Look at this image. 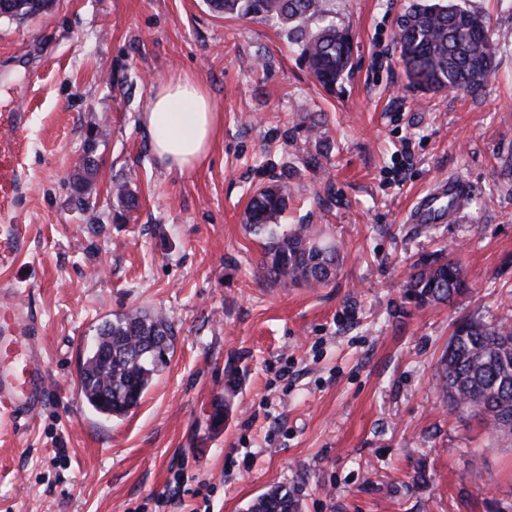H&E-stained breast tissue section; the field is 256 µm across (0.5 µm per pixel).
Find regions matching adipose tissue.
<instances>
[{
  "label": "adipose tissue",
  "mask_w": 512,
  "mask_h": 512,
  "mask_svg": "<svg viewBox=\"0 0 512 512\" xmlns=\"http://www.w3.org/2000/svg\"><path fill=\"white\" fill-rule=\"evenodd\" d=\"M141 123L160 162L185 174L207 163L219 115L205 86L186 75L159 87Z\"/></svg>",
  "instance_id": "ef3b65f1"
}]
</instances>
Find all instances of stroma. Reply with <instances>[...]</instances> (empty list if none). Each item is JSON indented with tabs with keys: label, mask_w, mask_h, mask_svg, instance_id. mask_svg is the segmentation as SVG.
Masks as SVG:
<instances>
[{
	"label": "stroma",
	"mask_w": 512,
	"mask_h": 512,
	"mask_svg": "<svg viewBox=\"0 0 512 512\" xmlns=\"http://www.w3.org/2000/svg\"><path fill=\"white\" fill-rule=\"evenodd\" d=\"M409 2L332 0L354 42L332 91L280 25L205 0H56L0 18V238L27 230L0 263V305L34 325L52 391L33 423L0 422V512H246L272 485L298 489L301 512H512V440L458 418L435 372L455 320L512 323V0H459L503 37L476 94L408 82L395 33ZM186 73L222 120L207 164L181 175L140 118ZM95 123L107 135L81 212ZM284 162L283 223L316 225L343 258L318 288L269 283L242 221ZM449 176L457 221L407 223ZM117 181L138 197L127 217ZM439 249L470 291L417 306L408 268ZM135 308L169 319L174 352L131 414L105 419L79 366L98 323ZM105 129L97 126H90L84 143V158L80 166L81 174L73 182L74 205L79 211L87 210V200L85 198V189L96 179L99 173V165L93 155L99 139L106 135Z\"/></svg>",
	"instance_id": "1"
}]
</instances>
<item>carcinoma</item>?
<instances>
[{
	"mask_svg": "<svg viewBox=\"0 0 512 512\" xmlns=\"http://www.w3.org/2000/svg\"><path fill=\"white\" fill-rule=\"evenodd\" d=\"M330 0H207L213 12L259 21H274L288 30L311 75L325 89L349 73L351 35L336 23ZM7 17L23 20L44 13L54 0H0ZM316 27L309 28L310 23ZM486 17L453 0H412L395 35L399 59L412 86L424 92L476 93L495 68L498 40ZM105 129L89 127L81 174L73 182L75 208L87 210L85 189L96 179L94 153ZM124 211L137 208L126 183L112 187ZM290 182L281 174L254 190L245 224L262 239V269L271 283L288 288H315L331 281L340 255L322 243L307 224H280L288 207ZM469 291L463 268L443 253L413 263L404 298L418 306L450 303ZM175 332L158 312L131 309L112 315L97 328L96 349L86 350L79 367L80 390L97 413L123 418L135 409L174 352ZM443 401L460 416L480 417L490 433L512 435V324L460 320L438 363ZM247 512H299L296 491L272 486Z\"/></svg>",
	"mask_w": 512,
	"mask_h": 512,
	"instance_id": "obj_1",
	"label": "carcinoma"
}]
</instances>
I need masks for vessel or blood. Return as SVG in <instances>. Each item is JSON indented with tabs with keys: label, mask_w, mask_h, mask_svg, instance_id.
I'll return each mask as SVG.
<instances>
[{
	"label": "vessel or blood",
	"mask_w": 512,
	"mask_h": 512,
	"mask_svg": "<svg viewBox=\"0 0 512 512\" xmlns=\"http://www.w3.org/2000/svg\"><path fill=\"white\" fill-rule=\"evenodd\" d=\"M462 190L452 179L423 196L411 213L414 224H437L447 218L438 202L441 198L458 200ZM49 382L42 353L32 326L10 306L0 308V417L13 422L31 423L46 406Z\"/></svg>",
	"instance_id": "b4317fda"
}]
</instances>
